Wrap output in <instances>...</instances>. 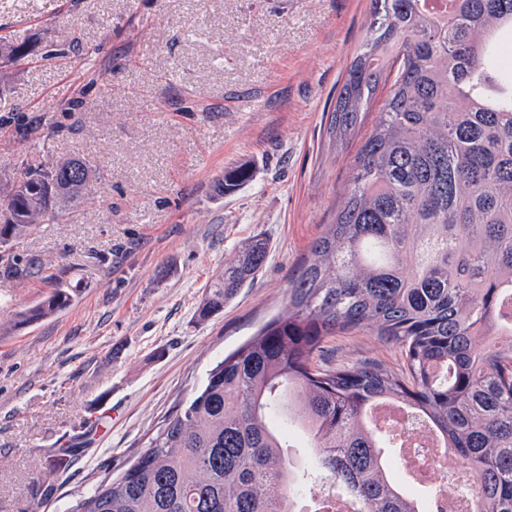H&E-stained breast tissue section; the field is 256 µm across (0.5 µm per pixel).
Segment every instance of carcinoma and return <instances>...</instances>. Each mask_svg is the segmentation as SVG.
Here are the masks:
<instances>
[{
    "instance_id": "1",
    "label": "carcinoma",
    "mask_w": 512,
    "mask_h": 512,
    "mask_svg": "<svg viewBox=\"0 0 512 512\" xmlns=\"http://www.w3.org/2000/svg\"><path fill=\"white\" fill-rule=\"evenodd\" d=\"M329 129L348 140L381 82L387 98L357 151L332 222L288 281V310L207 373L147 448L68 512H294L311 472L357 512H422L394 476L370 413L407 411L473 472L476 512H512V0H374ZM26 43L0 45L18 62ZM96 168L70 157L25 170L0 224V278H57L13 242L94 199ZM250 179L238 167L220 194ZM245 241L198 307L224 310L265 265ZM55 288L18 313L70 306ZM395 342L403 366L323 362L338 333ZM305 438L310 455L287 453Z\"/></svg>"
}]
</instances>
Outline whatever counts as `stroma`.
I'll use <instances>...</instances> for the list:
<instances>
[{
  "label": "stroma",
  "instance_id": "stroma-1",
  "mask_svg": "<svg viewBox=\"0 0 512 512\" xmlns=\"http://www.w3.org/2000/svg\"><path fill=\"white\" fill-rule=\"evenodd\" d=\"M372 0H0V205L10 181L91 157L96 201L14 249L58 283L0 279V512H66L119 474L224 354L287 310L288 280L332 218L361 139L337 145L336 96ZM34 127L31 139L18 128ZM250 181L218 195L225 173ZM270 245L223 312L197 309L253 236ZM71 305L18 329L53 286ZM399 366L368 331L325 342ZM75 448L66 467L47 462Z\"/></svg>",
  "mask_w": 512,
  "mask_h": 512
}]
</instances>
